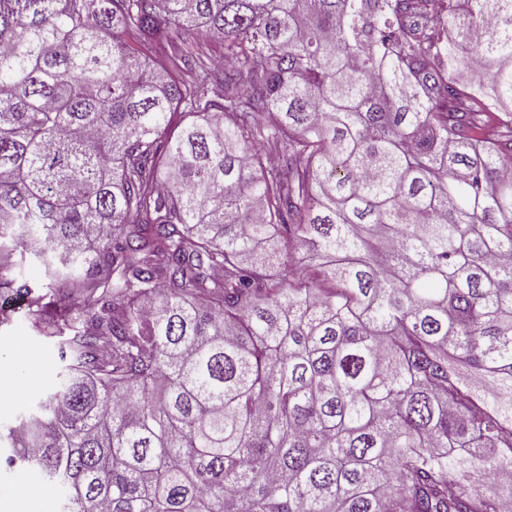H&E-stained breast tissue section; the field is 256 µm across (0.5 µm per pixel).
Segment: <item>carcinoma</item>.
Returning <instances> with one entry per match:
<instances>
[{"instance_id": "1", "label": "carcinoma", "mask_w": 512, "mask_h": 512, "mask_svg": "<svg viewBox=\"0 0 512 512\" xmlns=\"http://www.w3.org/2000/svg\"><path fill=\"white\" fill-rule=\"evenodd\" d=\"M0 288L60 512H503L512 0H0ZM21 350L24 360H15V352ZM58 342L41 336L26 320L15 314L9 322L0 324V375L11 376L21 372L28 384L9 393L0 390V425H9L20 414L33 408L37 397L35 386L50 387L58 371Z\"/></svg>"}]
</instances>
